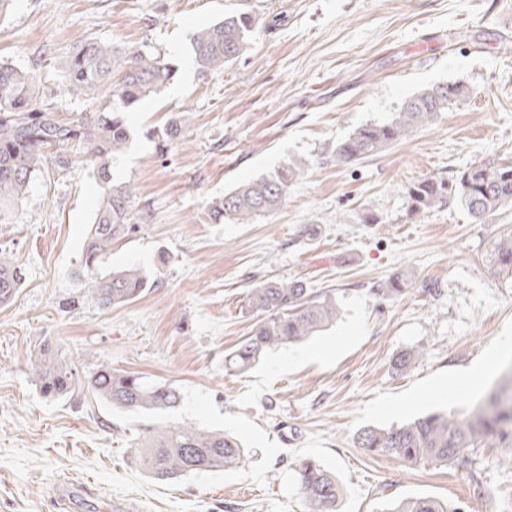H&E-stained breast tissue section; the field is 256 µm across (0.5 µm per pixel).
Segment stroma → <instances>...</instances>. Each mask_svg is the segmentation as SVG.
Here are the masks:
<instances>
[{"instance_id": "1", "label": "stroma", "mask_w": 512, "mask_h": 512, "mask_svg": "<svg viewBox=\"0 0 512 512\" xmlns=\"http://www.w3.org/2000/svg\"><path fill=\"white\" fill-rule=\"evenodd\" d=\"M239 11L254 19L247 51L201 75L193 35ZM86 37L147 47L175 69L127 115L133 142L112 172L137 189V228L97 268L136 264L153 285L122 307L92 296L79 259L100 188L87 168L48 163L0 223V254L23 273L0 305V512H55L64 477L122 499L127 512H304L294 468L305 458L336 474V512H387L423 496L512 512L500 449L411 465L357 444L370 426L468 409L500 377L453 384L512 337V278L489 261L490 243L512 234V208L484 224L454 201L414 217L404 188L512 157V0H13L0 14V63L32 72L69 120L89 108L62 91ZM453 81L471 90L463 103L361 163L333 162L353 128ZM180 115V141L158 156L147 131ZM284 163L300 176L274 215L208 221L209 200ZM367 209L375 223H364ZM400 273L411 276L403 295H375ZM272 276L335 289L338 318L228 372L225 353L257 322L244 293ZM46 345L83 372L107 366L174 385L182 400L169 420L234 435L247 463L154 481L133 461L141 415L84 392H40L33 365ZM406 349L421 357L400 373L393 359Z\"/></svg>"}]
</instances>
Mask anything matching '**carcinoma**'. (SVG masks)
Listing matches in <instances>:
<instances>
[{
    "label": "carcinoma",
    "mask_w": 512,
    "mask_h": 512,
    "mask_svg": "<svg viewBox=\"0 0 512 512\" xmlns=\"http://www.w3.org/2000/svg\"><path fill=\"white\" fill-rule=\"evenodd\" d=\"M253 18L230 13L197 30L192 39L194 60L203 74L221 71L238 59L249 45ZM123 70L120 81L112 72ZM174 68L148 48L128 53L91 39L80 41L66 68L64 90L75 98L96 102L94 108L73 120H59L36 93L33 74L0 63V218L18 204L31 180L47 160L61 167L73 162L86 166L101 189L100 203L85 237L80 268L93 271L112 252L114 242L135 229L132 212L135 188L111 175L115 158L127 151L131 132L125 112L113 107L119 101L130 108L170 83ZM469 97L462 82L438 84L409 98L387 122L364 124L336 142L333 160L338 166L373 156L434 121L441 112ZM182 118H175L158 140L164 154L177 141ZM299 169L288 163L273 171L239 183L214 198L207 213L214 224H252L257 217L274 214L288 197ZM410 215L418 216L458 200L480 222L512 207V161L488 158L444 178L418 179L405 189ZM498 273L512 277V236L492 243L490 250ZM23 278L21 267L0 254V304L17 292ZM149 273L138 265L96 276L91 293L99 305H128L149 287ZM408 279L400 275L384 288L381 297L405 293ZM248 310L258 323L236 349L224 356V368L246 372L270 349L305 340L336 321L340 312L336 293L328 289L312 294L300 281L267 278L248 288ZM43 395L58 397L76 389L87 392L112 408L157 416L179 406L181 395L172 384L149 382L128 372L101 366L82 376L48 348L34 367ZM139 464L159 482L197 472L237 469L247 461L239 441L218 430L150 420L139 426ZM359 447L409 463L451 464L473 448L512 449V373L503 377L487 398L470 410L434 411L387 429L365 428L357 437ZM297 491L305 512H336L342 487L336 475L317 461L306 458L296 469ZM387 512H461L431 497L401 500Z\"/></svg>",
    "instance_id": "obj_1"
}]
</instances>
